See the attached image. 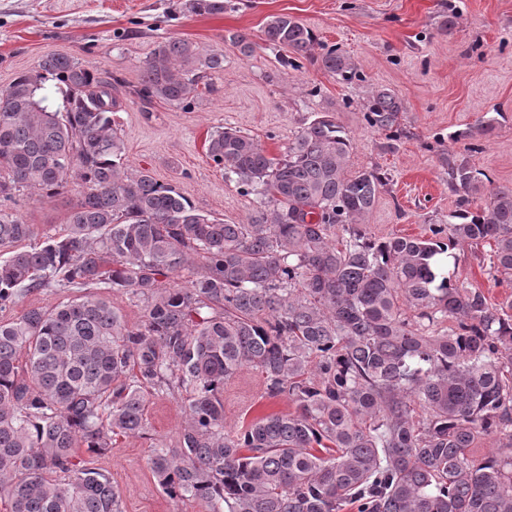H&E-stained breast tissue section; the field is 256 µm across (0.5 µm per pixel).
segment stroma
Returning <instances> with one entry per match:
<instances>
[{
    "label": "stroma",
    "instance_id": "stroma-1",
    "mask_svg": "<svg viewBox=\"0 0 512 512\" xmlns=\"http://www.w3.org/2000/svg\"><path fill=\"white\" fill-rule=\"evenodd\" d=\"M223 13L195 15L171 8L172 0H0V86L35 69L47 52L65 50L86 68L137 85L156 41L182 38L201 50L224 51L214 89L190 106L155 102L150 111L123 101L114 119L132 168L149 170L199 210L231 224L247 223L255 195L241 192L206 155V139L219 126L240 129L267 155L281 156L313 113H333L353 139L350 169L379 167L388 181L362 229L375 238L420 237L447 220L455 207L444 150L465 155L492 186L512 187V0H227ZM285 14L311 27L319 42L350 56L361 74L347 83L319 64L286 67L288 48L260 44L267 17ZM455 16L454 29L443 22ZM236 32L259 45L243 56L227 43ZM401 100L403 133L395 151L366 125L364 104L372 88ZM502 119L481 149L467 151L451 133L476 125L487 112ZM76 192L22 198L16 213L38 233L64 229ZM489 245L458 250V275L490 302L506 293L489 276ZM289 402L263 395L261 374L243 369L224 388V422L234 427ZM142 436H118L97 458L111 471L122 512H200L192 501L172 502L148 465L150 448L174 437L183 418L180 402L166 394L147 403Z\"/></svg>",
    "mask_w": 512,
    "mask_h": 512
}]
</instances>
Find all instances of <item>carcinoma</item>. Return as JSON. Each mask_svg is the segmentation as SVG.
<instances>
[{
	"label": "carcinoma",
	"mask_w": 512,
	"mask_h": 512,
	"mask_svg": "<svg viewBox=\"0 0 512 512\" xmlns=\"http://www.w3.org/2000/svg\"><path fill=\"white\" fill-rule=\"evenodd\" d=\"M226 0H182L217 14ZM263 41L351 82L357 65L288 15ZM224 71V51L156 43L128 95L188 104ZM57 82L59 99L44 93ZM122 81L71 53L0 87V310L44 288L88 292L0 322V496L8 512H122L95 458L147 430L152 393L186 394L176 438L149 465L168 498L202 512H512V293L497 304L459 283L453 250L493 243L489 273L512 285V187L485 189L441 153L456 196L425 238H369L359 224L386 177L349 173L353 143L323 112L280 158L231 127L207 156L259 198L246 224L197 209L149 171L129 172L113 118ZM393 148L402 106L365 104ZM485 116L453 142L489 134ZM80 198L65 233L38 234L13 210L30 190ZM184 285L169 279L183 271ZM105 288L141 303L131 328ZM253 368L294 409L224 423V384ZM496 448L482 447L490 437ZM88 457L82 458L77 449Z\"/></svg>",
	"instance_id": "obj_1"
}]
</instances>
